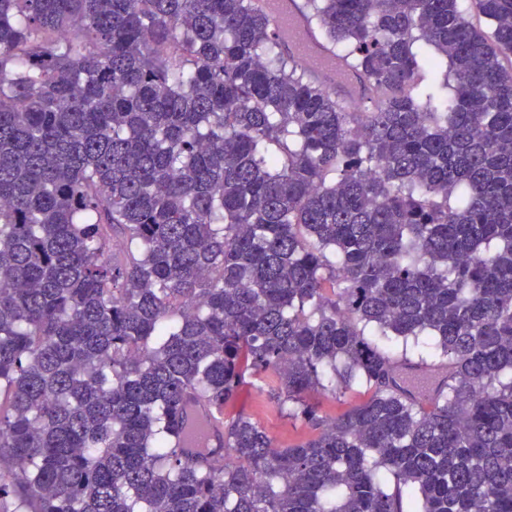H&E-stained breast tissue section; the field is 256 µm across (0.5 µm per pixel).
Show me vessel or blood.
I'll return each mask as SVG.
<instances>
[{
    "instance_id": "1",
    "label": "vessel or blood",
    "mask_w": 512,
    "mask_h": 512,
    "mask_svg": "<svg viewBox=\"0 0 512 512\" xmlns=\"http://www.w3.org/2000/svg\"><path fill=\"white\" fill-rule=\"evenodd\" d=\"M260 5L272 13L280 28L287 30L289 54L297 64L306 68L323 86L340 88L352 100L361 97V81L337 66L330 50L309 25L301 0H288L283 9L278 8L276 0H260ZM186 419L188 423L201 427L198 434L188 437L189 446H204L207 440L218 439L222 434L223 418L213 414L204 404L189 402L186 406Z\"/></svg>"
}]
</instances>
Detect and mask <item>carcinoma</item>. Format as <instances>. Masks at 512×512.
<instances>
[{"label":"carcinoma","mask_w":512,"mask_h":512,"mask_svg":"<svg viewBox=\"0 0 512 512\" xmlns=\"http://www.w3.org/2000/svg\"><path fill=\"white\" fill-rule=\"evenodd\" d=\"M475 2L305 0L351 112L255 0H0V512H512V0ZM251 377L303 441L180 446ZM322 401L324 409L330 415H336L344 411L350 404L360 401L364 396V389L357 388L353 393H347L337 401L331 393H320L316 395Z\"/></svg>","instance_id":"cac0c4a2"}]
</instances>
